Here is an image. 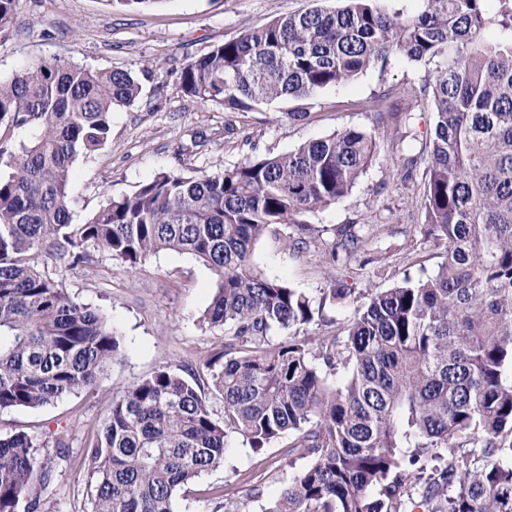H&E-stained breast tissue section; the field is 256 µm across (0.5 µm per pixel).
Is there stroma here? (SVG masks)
<instances>
[{
  "mask_svg": "<svg viewBox=\"0 0 512 512\" xmlns=\"http://www.w3.org/2000/svg\"><path fill=\"white\" fill-rule=\"evenodd\" d=\"M336 0H156L124 8L107 0H19L11 26L0 31V80L18 74L32 59L57 58L92 69L133 71L143 90L131 106L112 114V139L99 152L78 157L70 184L75 222L109 197L134 192L168 170H212L248 157H264L349 127L374 132L378 154L352 190L328 208L308 214L316 238L331 244L350 224L373 225L351 258L331 251L294 248L293 228L272 226L257 244L253 261L265 274L320 298L339 285L351 295L329 308V333L342 332L366 296L400 283L404 276L427 278L443 261V249L425 236L416 182L401 173L410 143L396 127L379 123L370 103L390 90L418 89L421 64L393 55L354 81L324 89L308 117L289 122L292 102L274 101L248 112L183 97L180 73L192 58L235 39L282 14L336 7ZM387 274L377 277L379 266ZM78 301L102 310L121 342L123 359L94 389H83L37 409L0 413V434L35 431L65 442L53 456L57 480L44 493L46 512H91L89 475L81 455L103 425L113 395L172 368L189 376L221 348L224 333L200 317L211 302L213 276L188 254L164 252L136 268L103 252L63 274ZM287 439L253 451L240 436L228 439L224 465L180 490L175 512H265L306 461L287 455Z\"/></svg>",
  "mask_w": 512,
  "mask_h": 512,
  "instance_id": "stroma-1",
  "label": "stroma"
}]
</instances>
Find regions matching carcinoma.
<instances>
[{
  "mask_svg": "<svg viewBox=\"0 0 512 512\" xmlns=\"http://www.w3.org/2000/svg\"><path fill=\"white\" fill-rule=\"evenodd\" d=\"M282 15L189 61L192 103L248 112L272 101L312 105L321 91L399 54L429 66L413 92L432 136L403 160L421 172L426 238L437 273L367 296L344 336H301L348 297L319 306L253 263L277 224L345 197L377 157L375 134L348 128L275 156L216 171H162L72 222L73 163L112 138V112L142 92L128 70L33 59L0 81V411L35 409L95 386L120 359L108 317L70 296L60 275L100 251L137 267L162 250L202 261L215 293L201 321L224 330L204 362L224 400L215 417L199 378L168 367L112 397L84 448L92 512H173L177 491L224 463L236 434L256 450L283 435L306 467L269 512H512V0H382ZM496 25L508 37L487 42ZM371 102L411 137L416 109ZM352 257L364 239L339 230ZM291 330L270 344V332ZM342 374L336 386L331 374ZM49 441L0 436V512H44L56 480Z\"/></svg>",
  "mask_w": 512,
  "mask_h": 512,
  "instance_id": "carcinoma-1",
  "label": "carcinoma"
}]
</instances>
